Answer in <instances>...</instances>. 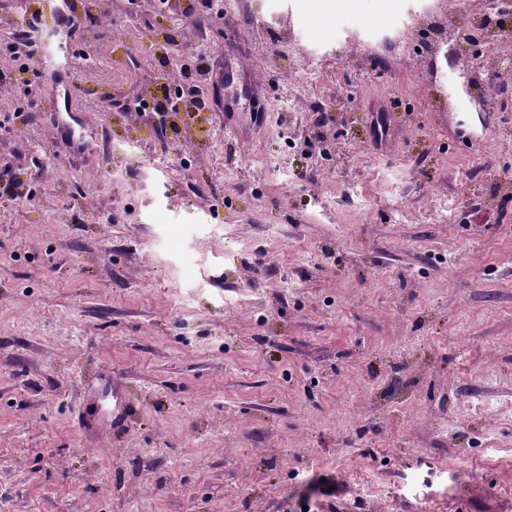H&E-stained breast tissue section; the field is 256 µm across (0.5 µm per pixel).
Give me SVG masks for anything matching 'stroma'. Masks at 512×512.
I'll use <instances>...</instances> for the list:
<instances>
[{
    "instance_id": "35a3bbf8",
    "label": "stroma",
    "mask_w": 512,
    "mask_h": 512,
    "mask_svg": "<svg viewBox=\"0 0 512 512\" xmlns=\"http://www.w3.org/2000/svg\"><path fill=\"white\" fill-rule=\"evenodd\" d=\"M0 0V512H512V28L484 0ZM181 36L223 108L138 112ZM66 43L96 136L57 135ZM393 105L381 143L377 112ZM125 413L82 427L100 373ZM9 50L15 61H22L17 66L18 74L16 75V81L29 83V78L23 75H28L30 72V62L34 55L33 45L26 36H17L10 45Z\"/></svg>"
}]
</instances>
